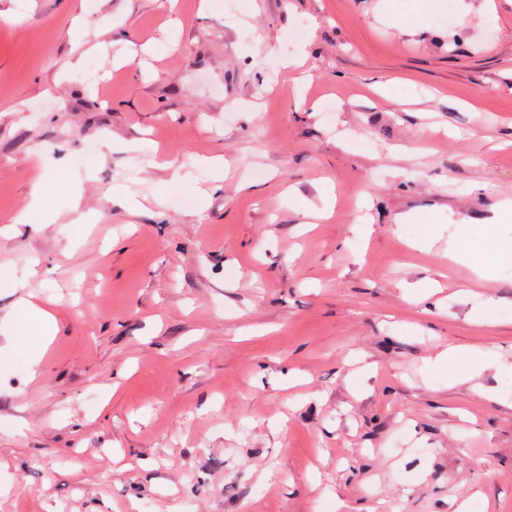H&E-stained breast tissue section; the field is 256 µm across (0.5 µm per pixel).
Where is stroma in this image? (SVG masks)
I'll use <instances>...</instances> for the list:
<instances>
[{
    "label": "stroma",
    "mask_w": 512,
    "mask_h": 512,
    "mask_svg": "<svg viewBox=\"0 0 512 512\" xmlns=\"http://www.w3.org/2000/svg\"><path fill=\"white\" fill-rule=\"evenodd\" d=\"M506 199L512 0H0V512H512ZM448 257L453 261L470 266L477 276L485 277L490 274L495 263L509 257V252L495 249L485 254L475 255L459 246H454L451 251H448ZM11 327L4 334L6 345L0 347V352L7 350L14 342L30 339V329L36 326L39 339L31 349L30 371L34 376L40 369V361L45 349L57 331L56 320L47 310L40 307L31 299L23 300L11 315Z\"/></svg>",
    "instance_id": "obj_1"
}]
</instances>
